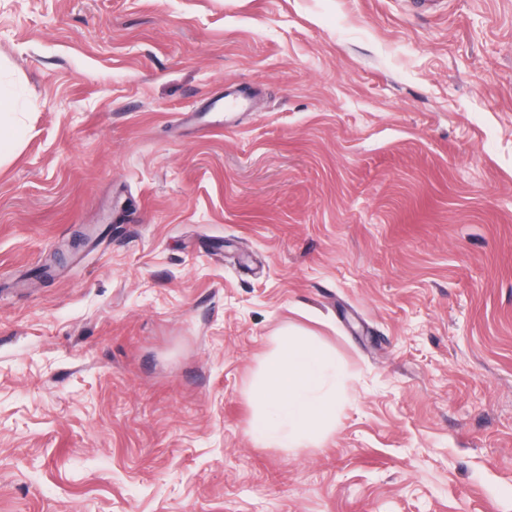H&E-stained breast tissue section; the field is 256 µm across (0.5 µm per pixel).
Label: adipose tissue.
<instances>
[{
    "label": "adipose tissue",
    "mask_w": 512,
    "mask_h": 512,
    "mask_svg": "<svg viewBox=\"0 0 512 512\" xmlns=\"http://www.w3.org/2000/svg\"><path fill=\"white\" fill-rule=\"evenodd\" d=\"M336 360L299 331L284 333L262 363L252 389L256 413L249 433L259 443L287 447L312 441L336 421Z\"/></svg>",
    "instance_id": "adipose-tissue-1"
}]
</instances>
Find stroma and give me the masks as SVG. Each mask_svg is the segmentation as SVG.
I'll list each match as a JSON object with an SVG mask.
<instances>
[{
	"label": "stroma",
	"instance_id": "obj_1",
	"mask_svg": "<svg viewBox=\"0 0 512 512\" xmlns=\"http://www.w3.org/2000/svg\"><path fill=\"white\" fill-rule=\"evenodd\" d=\"M0 62V512H512V0H0ZM288 330L336 423L266 447Z\"/></svg>",
	"mask_w": 512,
	"mask_h": 512
}]
</instances>
